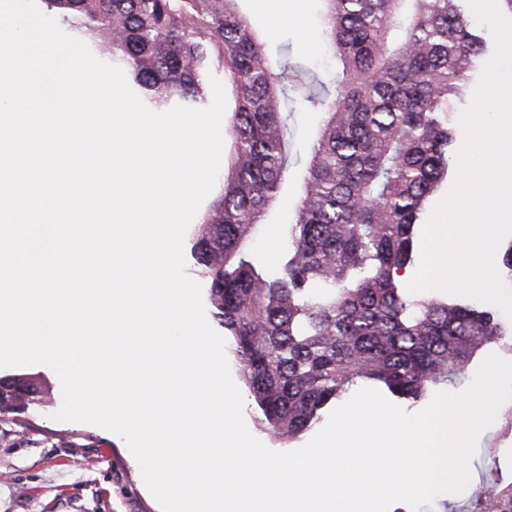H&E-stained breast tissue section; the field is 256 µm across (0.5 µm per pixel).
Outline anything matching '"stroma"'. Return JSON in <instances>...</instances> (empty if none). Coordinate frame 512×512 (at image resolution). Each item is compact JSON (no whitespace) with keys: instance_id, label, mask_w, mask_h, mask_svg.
<instances>
[{"instance_id":"obj_1","label":"stroma","mask_w":512,"mask_h":512,"mask_svg":"<svg viewBox=\"0 0 512 512\" xmlns=\"http://www.w3.org/2000/svg\"><path fill=\"white\" fill-rule=\"evenodd\" d=\"M240 11L268 36V49L283 67H313L332 79L335 66L325 55L319 0H306V23L296 10L278 6L260 10L257 0H240ZM289 153L288 178L264 224L256 231L249 253L261 265L275 266L280 251L271 250L270 235L285 237L300 195L309 140L322 114L300 101L283 108ZM24 374L39 378L51 391V401L35 404L15 420H0V512H159L144 488L140 469L132 466L119 436L99 427L59 422L53 415L62 405L56 373L44 365L0 368V377ZM501 407L494 424L485 430L471 462V482L459 494L463 507L479 490L489 459L499 474L512 479V426Z\"/></svg>"}]
</instances>
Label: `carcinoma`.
Returning <instances> with one entry per match:
<instances>
[{
	"instance_id": "1",
	"label": "carcinoma",
	"mask_w": 512,
	"mask_h": 512,
	"mask_svg": "<svg viewBox=\"0 0 512 512\" xmlns=\"http://www.w3.org/2000/svg\"><path fill=\"white\" fill-rule=\"evenodd\" d=\"M121 67L151 109L200 108L221 69L233 105L224 190L196 231L198 275L224 328L262 430L282 444L361 384L416 401L465 375L502 339L494 316L413 296V259L430 197L453 171L450 126L490 50L463 0H322V35L340 67L315 87L292 76L325 120L276 267L246 252L288 170L283 76L238 0H41ZM34 377L0 378V416L45 400ZM512 512L492 472L464 512Z\"/></svg>"
}]
</instances>
